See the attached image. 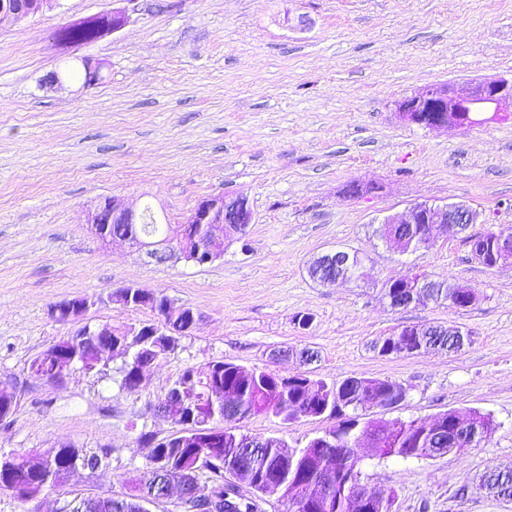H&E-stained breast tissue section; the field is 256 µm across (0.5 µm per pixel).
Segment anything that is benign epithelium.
I'll list each match as a JSON object with an SVG mask.
<instances>
[{"mask_svg": "<svg viewBox=\"0 0 512 512\" xmlns=\"http://www.w3.org/2000/svg\"><path fill=\"white\" fill-rule=\"evenodd\" d=\"M58 0H33L32 5L13 0L4 3L0 0V26L19 25L45 11L53 9ZM128 12L124 7H114L102 13L97 26L104 34H114L122 30L128 23ZM396 112L401 120L421 125L432 130L448 127L467 129L476 123L505 118L512 115V77L488 78L463 84H433L413 96L402 99L395 104ZM479 212L465 202L446 203L443 205L415 204L401 213L386 216L384 224H424L426 231L408 238L379 235L388 246L405 253L432 247L445 231L453 230L457 234L465 233L472 225L479 223ZM86 223L91 231L103 242L120 240L130 247L146 254L158 263H165L173 258L186 262L208 264L224 255V240L241 233L242 225L251 224L253 212L248 200L242 196L228 198L224 195L205 197L198 202L193 211L183 221L184 228L192 231L191 243H186V233L170 235L163 243H154L141 231L143 218L141 207L135 201L118 197H107L100 201L94 209L87 212ZM124 224L127 231L117 234L112 225ZM492 238L469 239L472 257L480 264L496 267L512 262V229L500 228L491 231ZM354 254L345 250L329 251L319 256L312 268L325 269L330 272L324 280L326 284L338 281H352L363 277V264H354ZM401 288H391V282L384 284V294L394 308H405L412 304L434 301L431 293L430 278L423 272L411 269L402 275ZM448 288L446 302L463 308L476 304L479 294L474 289L461 295L460 289L451 283L444 284ZM98 303L93 297H75L63 300L51 308L56 312L58 307H71L78 310V318L73 324L87 328V335L97 336L98 357L114 352L106 337L112 335L110 324L92 325L86 320V314ZM167 313L181 316L185 328L183 333L192 331L200 315L190 307L178 310L165 304ZM211 416L196 424L187 435L202 438L203 441L220 445L223 442L224 429L214 422L224 420L225 415L240 416V404L236 395L225 389H213L209 393ZM167 408L158 412L183 429L193 423L195 406L182 398L175 387L171 388L165 398ZM458 427L468 431L470 447L479 442L478 431L470 430L472 416H463L452 412ZM309 449L287 450L290 455L288 474L276 478L264 477L255 471L242 467L237 471L239 479L248 488L256 490L262 487V496L276 495L285 506V512H300L304 508L315 509L326 507L330 503L333 490V478L326 476L321 483L313 481L298 482L294 479L297 460L304 457ZM216 461V457L197 456L189 467L170 469L167 476V487L164 495L157 497L148 485L142 483L136 492V500L140 504V512H150L149 506L158 504L169 498L172 489L178 490V505L181 512H232L236 508L237 496L229 494L225 488L203 482L199 472L207 463Z\"/></svg>", "mask_w": 512, "mask_h": 512, "instance_id": "1", "label": "benign epithelium"}]
</instances>
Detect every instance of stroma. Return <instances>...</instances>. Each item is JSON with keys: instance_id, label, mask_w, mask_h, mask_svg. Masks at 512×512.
Segmentation results:
<instances>
[{"instance_id": "1", "label": "stroma", "mask_w": 512, "mask_h": 512, "mask_svg": "<svg viewBox=\"0 0 512 512\" xmlns=\"http://www.w3.org/2000/svg\"><path fill=\"white\" fill-rule=\"evenodd\" d=\"M111 6L60 0L0 27V387L21 395L0 421V453L71 445L104 456L33 501L0 490V512H57L66 498L128 492L149 467L140 432L175 430L156 414L169 387L184 369L218 360L407 387L397 407L372 409L378 418L491 415L495 428L479 445L435 458L370 455L362 482L393 492L392 512H512V499L478 486L484 472L512 470V263L483 266L461 235L401 255L374 233L384 215L417 203L471 205L475 233L512 227V118L431 131L395 112L431 84L512 76V0H128L121 31L56 44L57 30ZM84 58L103 63L100 81L45 85ZM354 180L379 190L348 197ZM218 194L246 196L253 222L206 265L149 262L84 221L113 195L151 202L177 223ZM334 249L366 257L367 279L314 281L310 263ZM409 267L481 299L467 309L391 307L382 284ZM128 285L201 315L138 390H120L114 361L70 369L59 385L30 371L75 330L51 318L58 301L97 298L93 324L153 320L149 309L108 301ZM430 324L461 329L464 347L404 357L373 349L401 327ZM288 347L318 358L304 367L272 358ZM331 424L260 413L241 430L301 448Z\"/></svg>"}]
</instances>
